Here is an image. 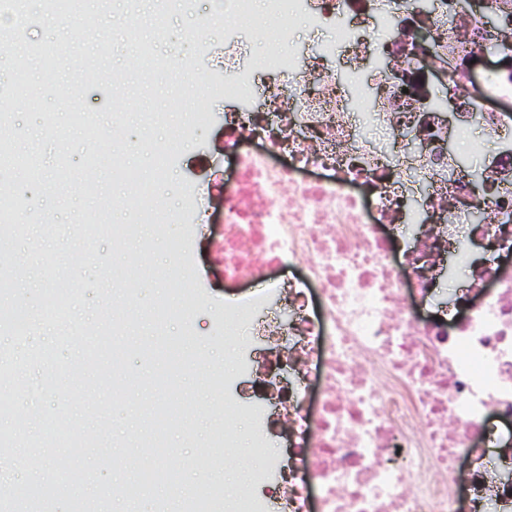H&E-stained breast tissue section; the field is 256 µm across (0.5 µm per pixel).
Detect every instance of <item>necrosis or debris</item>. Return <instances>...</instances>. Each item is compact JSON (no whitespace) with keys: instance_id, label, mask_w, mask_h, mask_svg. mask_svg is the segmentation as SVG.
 I'll use <instances>...</instances> for the list:
<instances>
[{"instance_id":"1","label":"necrosis or debris","mask_w":512,"mask_h":512,"mask_svg":"<svg viewBox=\"0 0 512 512\" xmlns=\"http://www.w3.org/2000/svg\"><path fill=\"white\" fill-rule=\"evenodd\" d=\"M264 3L224 12L334 31L300 56L255 53L283 77L264 95L275 122L224 116L225 280L305 271L269 289L282 314L256 328L267 345L249 363V395L277 401L263 424L288 444L275 491L288 512H512V439L498 433L512 421V264L498 257L512 247V46L456 0ZM423 22L434 36L420 42ZM240 54L225 40L228 99L253 86ZM362 99L387 144L363 132ZM474 127L495 149L462 177L448 141ZM388 224L419 228L400 267ZM452 256L469 286L445 295Z\"/></svg>"}]
</instances>
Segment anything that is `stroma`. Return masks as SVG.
I'll return each mask as SVG.
<instances>
[{
	"label": "stroma",
	"instance_id": "1",
	"mask_svg": "<svg viewBox=\"0 0 512 512\" xmlns=\"http://www.w3.org/2000/svg\"><path fill=\"white\" fill-rule=\"evenodd\" d=\"M160 0H76L53 11L47 0H23L10 19L20 49L0 44V196L11 202L16 232L0 245V313L28 314L54 287L72 300L59 315L29 318L0 344V512H195L194 490L216 482L221 492L209 512H226L227 499L249 490L264 497L266 483L252 475L264 458L281 456L283 442L261 433L258 417L225 415L240 366L256 341L250 324L227 327L224 267L214 248L224 241V114L231 103L212 84L185 90L179 111L169 108L170 78L139 76L126 95L113 90L127 74L128 35L137 13L161 9ZM186 12L206 21L187 34L185 14L168 12L154 35L156 63L177 55L203 68L224 51L221 0H188ZM236 30L244 44L296 54L317 36L298 21L272 22L255 31L247 19ZM57 57L53 81L42 74L41 52ZM25 74L26 97L15 93ZM206 110L205 123L188 113ZM114 135L100 148L92 132ZM183 146L171 149L174 137ZM170 164L156 169L158 150ZM154 186L151 212L119 210L136 191L128 172ZM209 182L213 192L204 224L168 220L185 194ZM126 227L122 242L114 226ZM196 299L191 316L180 313L183 292ZM181 351L172 362L171 348ZM177 395L179 416L158 425L157 402ZM161 433L167 452L159 461L150 442ZM263 456H248L252 438ZM133 454L125 469L104 463L99 449ZM43 458L37 484L23 478L25 458ZM178 479L147 482L159 464ZM140 485L138 495L123 485Z\"/></svg>",
	"mask_w": 512,
	"mask_h": 512
}]
</instances>
